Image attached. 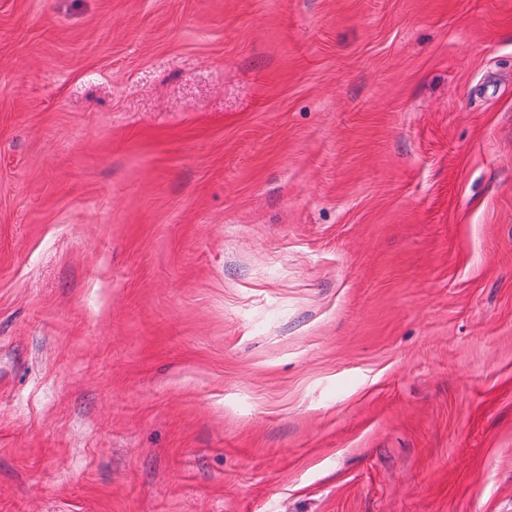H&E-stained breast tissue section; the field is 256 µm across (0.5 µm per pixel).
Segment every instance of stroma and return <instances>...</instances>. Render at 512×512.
Masks as SVG:
<instances>
[{
	"mask_svg": "<svg viewBox=\"0 0 512 512\" xmlns=\"http://www.w3.org/2000/svg\"><path fill=\"white\" fill-rule=\"evenodd\" d=\"M0 512H512V0H0Z\"/></svg>",
	"mask_w": 512,
	"mask_h": 512,
	"instance_id": "stroma-1",
	"label": "stroma"
}]
</instances>
